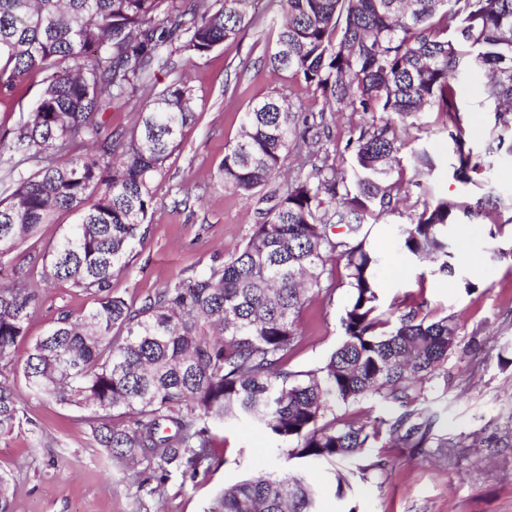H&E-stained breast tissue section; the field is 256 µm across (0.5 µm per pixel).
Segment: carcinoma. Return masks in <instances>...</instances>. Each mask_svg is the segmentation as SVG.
<instances>
[{
	"instance_id": "1",
	"label": "carcinoma",
	"mask_w": 512,
	"mask_h": 512,
	"mask_svg": "<svg viewBox=\"0 0 512 512\" xmlns=\"http://www.w3.org/2000/svg\"><path fill=\"white\" fill-rule=\"evenodd\" d=\"M254 2L0 0V95L45 74L27 119L0 136L5 163L34 164L0 200L1 437L23 414L15 348L30 311L44 288L67 283L93 306L78 316L59 312L32 344L25 389L94 409L91 436L118 467L193 479L215 453L213 427L240 420L270 433L279 454L306 462L351 458L384 434L397 445L423 442V424L410 423L414 410L361 424L336 418V405L374 395L405 407L418 402L457 340L454 319H429L421 296L382 308L384 255L369 243L368 224L395 211L400 131L429 112L455 125L453 178L462 184L491 169L495 155L512 153L500 135L482 154L466 147L458 82L466 69L483 68V102L512 127V0H283L264 63L304 85L322 108L300 122L277 94L252 102L218 167L224 188L265 186L291 148L320 137L327 112L370 113L372 121L345 145L349 168L323 159L287 185L238 253L137 307L112 291V276L145 238L151 183L197 118L188 82L145 91L172 52L202 58L236 39L252 22ZM131 102L137 127L110 130L105 114ZM434 168L426 149L413 153L420 179ZM504 205L490 183L472 203L433 197L396 226V244L452 276L448 227L461 213L488 217ZM61 212L78 218L56 245L26 262L10 257ZM331 260L344 264L349 290L344 340L323 365L292 371L287 357L308 294L335 288L323 285ZM115 411L129 421L114 423ZM318 497L307 476L268 472L222 490L209 512H316Z\"/></svg>"
}]
</instances>
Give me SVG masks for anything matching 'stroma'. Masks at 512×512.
<instances>
[{"mask_svg": "<svg viewBox=\"0 0 512 512\" xmlns=\"http://www.w3.org/2000/svg\"><path fill=\"white\" fill-rule=\"evenodd\" d=\"M280 13V0H260L256 19L237 40L194 61L175 52L170 68L158 74L160 88L189 78L199 115L152 182L155 207L145 240L134 245L127 266L112 278L113 292L127 301L141 303L173 282L196 278L224 262L247 241L286 184L310 174L316 159L303 146L290 151L283 175L263 189L233 192L217 177L250 102L278 91L297 113L320 108L305 87L272 75L262 61ZM484 80V72L474 68L462 82L463 125L474 146L496 134L512 137L511 130L497 129L493 112L481 103ZM41 88L42 76L35 73L12 95L0 96V130L23 121ZM368 120L361 112L335 113L321 136L325 148L344 158L347 140ZM448 126L446 114L434 113L426 124L401 131L407 203L370 227L373 245L387 257L380 270L383 306L420 293L430 318L448 316L458 326L447 362L418 403L431 422L429 439L422 448L383 440L338 466H319L311 476L322 489L317 512H512V207L488 219L464 217L449 227L460 257L452 278L394 245L395 226L408 223L411 209L422 208L429 195L458 201L481 195L477 186L452 177ZM421 148L436 161L425 192L413 187L410 168L412 151ZM348 299L342 285L310 294L299 317L298 344L288 354L289 370L325 363L343 339L340 317ZM91 305L89 296L70 285L46 289L31 312L17 356L25 357L60 311L78 316ZM86 416L83 410L26 401L22 428L0 437V470L12 478V512H207L224 487L267 471L299 469L297 461L276 455L266 432L232 422L208 470L192 480L175 471L161 481L113 467L96 447ZM337 470L350 482L341 497L333 483Z\"/></svg>", "mask_w": 512, "mask_h": 512, "instance_id": "stroma-1", "label": "stroma"}]
</instances>
